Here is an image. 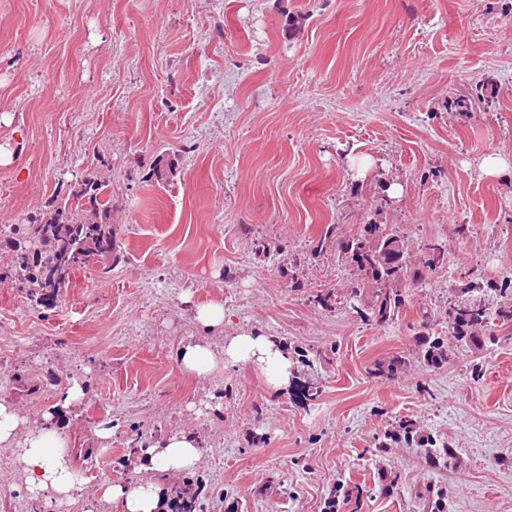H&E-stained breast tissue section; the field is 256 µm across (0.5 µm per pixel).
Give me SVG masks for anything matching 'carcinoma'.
I'll use <instances>...</instances> for the list:
<instances>
[{
  "label": "carcinoma",
  "instance_id": "1",
  "mask_svg": "<svg viewBox=\"0 0 512 512\" xmlns=\"http://www.w3.org/2000/svg\"><path fill=\"white\" fill-rule=\"evenodd\" d=\"M101 186L86 180L74 192L77 214L69 215L53 209L40 219L24 224L7 236L12 252L6 273L40 290L36 302L46 306L54 302L64 288L70 286L68 273L52 281L51 294L41 293L42 273L38 266L26 263L24 252L30 240H41L44 247L58 253L61 268H112L116 252V229L110 222L108 209L99 201ZM423 259L415 264L405 237L393 224H364L348 237L336 239V255L353 275L355 286L347 298L365 322L384 325L394 319L402 305L403 290L423 284L427 276L447 264L448 244L430 240L423 244ZM448 332L466 336L468 332L485 327L491 320L489 309L473 299H457L445 309Z\"/></svg>",
  "mask_w": 512,
  "mask_h": 512
}]
</instances>
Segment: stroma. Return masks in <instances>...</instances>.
Returning a JSON list of instances; mask_svg holds the SVG:
<instances>
[{"label": "stroma", "instance_id": "obj_1", "mask_svg": "<svg viewBox=\"0 0 512 512\" xmlns=\"http://www.w3.org/2000/svg\"><path fill=\"white\" fill-rule=\"evenodd\" d=\"M0 147L2 231L89 178L112 196L111 272L39 309L0 278V401L34 427L85 390L58 428L84 475L63 512L142 479L167 505L203 487L197 512H427L438 494L444 512H512V323L459 340L444 314L466 278H512V0H0ZM369 222L415 252L448 242L384 326L347 306L334 245L314 251ZM209 304L223 334L194 320ZM242 329L288 353L286 388L254 364L181 369L183 344ZM425 333L444 362H424ZM179 431L204 449L195 472L129 451ZM43 506L0 447V512Z\"/></svg>", "mask_w": 512, "mask_h": 512}]
</instances>
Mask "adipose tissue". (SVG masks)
<instances>
[{
  "label": "adipose tissue",
  "instance_id": "ef3b65f1",
  "mask_svg": "<svg viewBox=\"0 0 512 512\" xmlns=\"http://www.w3.org/2000/svg\"><path fill=\"white\" fill-rule=\"evenodd\" d=\"M181 368L204 377L219 364L249 363L259 366L268 384L276 389L287 385L292 362L280 345L254 331H241L225 337L221 349L205 340L184 344L178 354ZM0 446L14 449L16 461L31 496L63 502L74 497L77 487L67 456L60 449L58 434L52 428L26 426L16 406L0 402ZM151 469L167 474L196 470L203 459L198 439L176 433L161 436L142 451ZM99 501L120 503L123 512H159L161 496L152 482L136 486L112 483L98 487Z\"/></svg>",
  "mask_w": 512,
  "mask_h": 512
}]
</instances>
